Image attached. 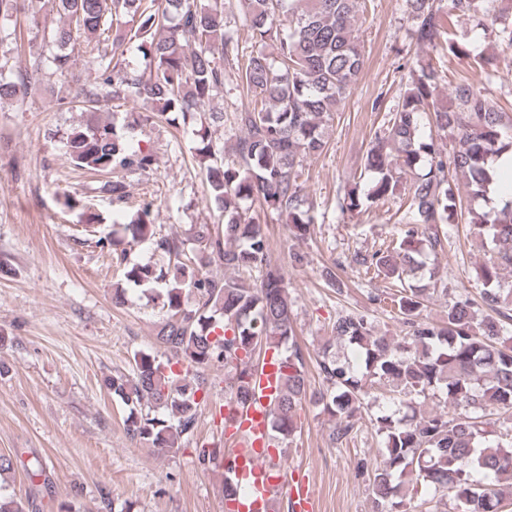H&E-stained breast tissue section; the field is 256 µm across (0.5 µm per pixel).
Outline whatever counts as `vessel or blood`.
<instances>
[{
    "mask_svg": "<svg viewBox=\"0 0 512 512\" xmlns=\"http://www.w3.org/2000/svg\"><path fill=\"white\" fill-rule=\"evenodd\" d=\"M254 395L246 407L228 404L226 417L240 421L247 437L236 441L232 450L235 460L234 476L245 488L238 504L239 512H272L275 500L288 496L294 512H314L312 496L306 486L293 485L280 464H271L262 454L270 439L268 405L274 392L268 372L255 374Z\"/></svg>",
    "mask_w": 512,
    "mask_h": 512,
    "instance_id": "vessel-or-blood-1",
    "label": "vessel or blood"
}]
</instances>
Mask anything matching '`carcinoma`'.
I'll use <instances>...</instances> for the list:
<instances>
[{
	"label": "carcinoma",
	"mask_w": 512,
	"mask_h": 512,
	"mask_svg": "<svg viewBox=\"0 0 512 512\" xmlns=\"http://www.w3.org/2000/svg\"><path fill=\"white\" fill-rule=\"evenodd\" d=\"M367 0H47L60 24L47 29L45 48L29 52V67L6 73L0 62V101L22 97L39 80L45 66L72 78L67 104L85 114L82 125L62 133L72 165L115 174H148L154 153L141 146L138 128L168 113L193 128V158L205 174L208 200L224 223L196 224L192 235L156 236L153 204L147 202L129 223L124 237L149 242L175 260L172 268L131 264L124 286L112 302H125L126 288L145 287L163 300L166 318L155 335L158 352L134 353L129 374H112L103 387L127 409V436L166 455L182 448L194 432L206 384L205 371L224 366V400L239 406L250 401L251 380L266 365L276 367L278 390L270 400L271 442L275 448L298 431L297 411L310 398L305 356L296 340L293 301L288 282L269 260L263 225L243 206L260 201L287 216L295 236L311 233L301 210L299 169L323 153V123L358 81L365 51L354 20ZM412 19L411 36L421 47H446L455 54L467 46L451 38L454 19L478 20L483 34L512 47V0H404ZM234 8L251 32L243 47L226 26V8ZM90 48L87 73L75 76V45ZM142 55L143 69L121 70L117 60L131 45ZM236 70L249 99L236 113L243 135L234 159L214 144L210 127L224 113L201 118V108L224 87L225 65ZM407 83L388 109L386 127L375 134L361 171L363 185L344 193L343 206L360 211L409 190L416 222L400 242L372 254L354 253L351 263L400 283L389 294L391 308L408 331L403 336L374 333L360 313L338 315L333 336L321 346L317 361L326 390L317 398L334 418L330 443L346 444L357 433L362 412L369 410V389L382 386L390 407L369 415L379 436L382 461L365 470L373 512H406L404 484L422 496L440 493L457 512H504L512 490V202L489 214L468 210L469 223L493 245V255L477 273L481 305L488 314L475 321L474 302L459 298L448 305L446 320L423 318L429 288L423 284L426 254L441 245L438 225L463 215L453 175L468 180L470 196L483 200L494 175V162L512 150V113L491 104L495 75L484 83H455L442 103L433 59L406 61ZM136 100L143 108L131 122L101 119L116 100ZM453 138L450 150L438 144ZM417 172L410 187L402 174ZM122 201L124 178L87 189ZM242 271L244 277L217 278L212 265ZM354 352L340 358L336 344ZM180 365L177 373L173 366ZM444 396L455 413H419L412 397ZM31 484L48 483L39 459L25 462L0 455V474L17 466ZM0 512H36L34 501L0 495Z\"/></svg>",
	"instance_id": "obj_1"
}]
</instances>
